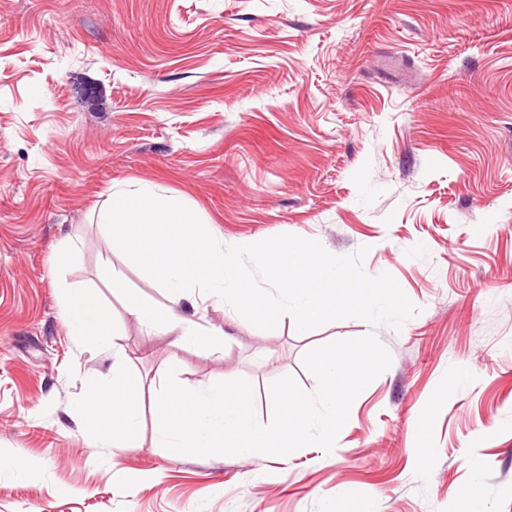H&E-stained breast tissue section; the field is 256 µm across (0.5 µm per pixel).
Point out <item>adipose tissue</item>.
Listing matches in <instances>:
<instances>
[{"label":"adipose tissue","instance_id":"1","mask_svg":"<svg viewBox=\"0 0 512 512\" xmlns=\"http://www.w3.org/2000/svg\"><path fill=\"white\" fill-rule=\"evenodd\" d=\"M61 296L70 336L76 341L112 352V366L108 375L84 387L75 402L76 410L96 409L103 414L93 434L94 446L112 449L116 454L139 447L142 412L130 394L129 363L124 353L115 346L105 309L95 305L82 288L62 289ZM127 314L146 333L178 332V341L182 344L196 334V322L172 314L159 317L153 306L137 300L128 304Z\"/></svg>","mask_w":512,"mask_h":512}]
</instances>
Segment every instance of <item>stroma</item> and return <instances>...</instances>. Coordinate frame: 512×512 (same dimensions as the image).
<instances>
[{"label":"stroma","instance_id":"obj_1","mask_svg":"<svg viewBox=\"0 0 512 512\" xmlns=\"http://www.w3.org/2000/svg\"><path fill=\"white\" fill-rule=\"evenodd\" d=\"M144 182L228 245L367 248L364 272L420 312L301 333L197 312L194 291L172 304L96 222L112 186ZM72 285L137 388L175 358L187 388L248 380L262 424L273 381L316 392L315 346L371 334L392 362L332 452L179 454L149 415L112 465L73 410L112 353L69 335ZM132 300L197 320L193 343L146 335ZM0 452L37 465L0 469V512H512V0H0Z\"/></svg>","mask_w":512,"mask_h":512}]
</instances>
